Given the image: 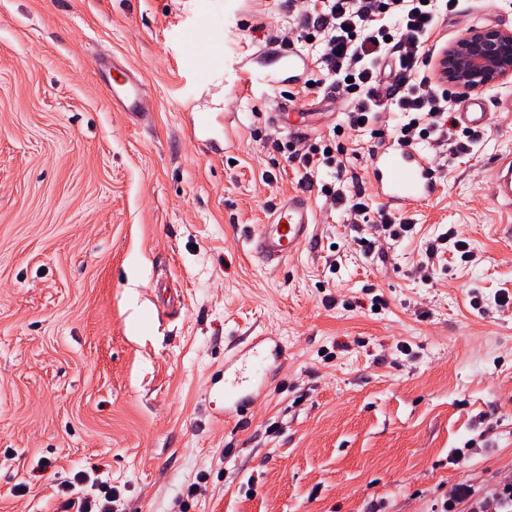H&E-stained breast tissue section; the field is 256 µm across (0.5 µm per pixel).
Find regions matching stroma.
Listing matches in <instances>:
<instances>
[{"label":"stroma","instance_id":"35a3bbf8","mask_svg":"<svg viewBox=\"0 0 512 512\" xmlns=\"http://www.w3.org/2000/svg\"><path fill=\"white\" fill-rule=\"evenodd\" d=\"M202 7L226 58L206 86L177 65L194 0H0V512H62L58 481L80 470L125 512H434L455 484L512 483V211L487 188L512 152V78L483 90L482 142L448 154L438 195L391 239L327 211L330 170L278 149L289 135L266 114L285 100L373 190L381 136H333L347 99L273 83L255 55L289 22L280 0ZM480 25L512 29V0H456L434 41ZM112 56L153 112L113 107ZM244 65L249 97L233 89ZM201 110L228 115L223 153L192 135ZM300 190L312 236L262 264L249 236ZM449 231L470 257H427ZM257 335L286 357L225 420L224 352Z\"/></svg>","mask_w":512,"mask_h":512}]
</instances>
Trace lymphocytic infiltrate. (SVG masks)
Listing matches in <instances>:
<instances>
[{"label": "lymphocytic infiltrate", "instance_id": "obj_1", "mask_svg": "<svg viewBox=\"0 0 512 512\" xmlns=\"http://www.w3.org/2000/svg\"><path fill=\"white\" fill-rule=\"evenodd\" d=\"M298 26L310 36L319 71L349 95L353 108L346 114L352 131L372 127L384 113L396 116L394 136L410 144L428 140L434 146L447 141L448 99L425 74L422 50L442 17L453 12L455 0H289ZM394 58L399 76L381 87L379 74L386 58ZM321 193L330 208H347L359 217L399 237L395 217L371 209L362 190L332 183ZM66 512H119L120 493L112 486L78 471L59 483ZM465 504L469 512H512V484L490 498L477 497L467 485L455 486L440 512H456Z\"/></svg>", "mask_w": 512, "mask_h": 512}]
</instances>
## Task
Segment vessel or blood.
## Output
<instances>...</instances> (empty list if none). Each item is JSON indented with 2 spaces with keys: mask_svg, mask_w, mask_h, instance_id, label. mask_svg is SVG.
<instances>
[{
  "mask_svg": "<svg viewBox=\"0 0 512 512\" xmlns=\"http://www.w3.org/2000/svg\"><path fill=\"white\" fill-rule=\"evenodd\" d=\"M264 54L275 55L281 80L296 81L309 71L303 54L295 49L273 50L264 47ZM184 71L198 80H209L220 70L224 57L216 47H196L180 57ZM113 100L121 101L124 111L145 115L150 108L139 81L118 77L112 84ZM491 114L484 100L465 96L460 100L458 121L469 129L486 126ZM195 136L211 142L216 140V118L200 112L191 122ZM370 172L377 195L391 209L408 201L426 202L433 199L440 187L436 171L427 155L400 143L382 144L370 158ZM488 190L501 207L512 210V155L497 158L490 165ZM315 215L309 200L292 194L281 200L271 211L266 224L251 236L253 253L268 264H283L294 259L313 232ZM286 355L278 337L256 336L244 345L233 346L224 358V411L233 417L246 416L265 391L266 375Z\"/></svg>",
  "mask_w": 512,
  "mask_h": 512,
  "instance_id": "vessel-or-blood-1",
  "label": "vessel or blood"
}]
</instances>
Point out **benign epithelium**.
I'll return each mask as SVG.
<instances>
[{
    "mask_svg": "<svg viewBox=\"0 0 512 512\" xmlns=\"http://www.w3.org/2000/svg\"><path fill=\"white\" fill-rule=\"evenodd\" d=\"M439 79L454 87L478 91L512 77V30L474 26L445 47L437 61Z\"/></svg>",
    "mask_w": 512,
    "mask_h": 512,
    "instance_id": "1",
    "label": "benign epithelium"
}]
</instances>
